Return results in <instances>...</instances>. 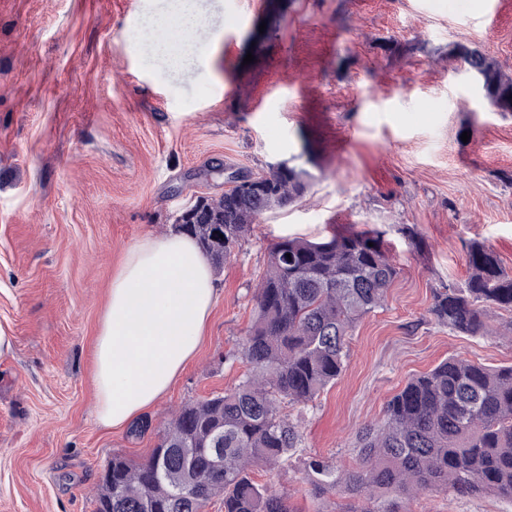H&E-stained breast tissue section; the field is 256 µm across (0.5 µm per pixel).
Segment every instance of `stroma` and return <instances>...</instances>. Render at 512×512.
I'll return each instance as SVG.
<instances>
[{
  "label": "stroma",
  "instance_id": "35a3bbf8",
  "mask_svg": "<svg viewBox=\"0 0 512 512\" xmlns=\"http://www.w3.org/2000/svg\"><path fill=\"white\" fill-rule=\"evenodd\" d=\"M219 41L174 69L143 51L168 0H0V512H95L114 454L147 458L183 405L232 389L231 359L283 238L383 231L400 269L360 320L345 367L309 405L281 411L301 434L252 477L299 512H345L313 495L305 464L355 465L357 431L413 375L451 355L512 365V314L465 336L429 312L484 243L512 271V116L471 94L455 44L512 74V0H198ZM253 62H246V55ZM469 140H462V133ZM286 162L308 192L264 214L214 280L218 300L194 360L145 415L106 429L94 413L93 343L112 272L142 235L221 196L225 168ZM415 512H512L492 493L438 490Z\"/></svg>",
  "mask_w": 512,
  "mask_h": 512
}]
</instances>
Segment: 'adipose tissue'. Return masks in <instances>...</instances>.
Returning <instances> with one entry per match:
<instances>
[{"label": "adipose tissue", "instance_id": "obj_1", "mask_svg": "<svg viewBox=\"0 0 512 512\" xmlns=\"http://www.w3.org/2000/svg\"><path fill=\"white\" fill-rule=\"evenodd\" d=\"M179 42L153 30L149 51L178 65L217 40L195 0H172ZM216 304L211 269L196 240L172 230L146 233L109 284L94 348L95 416L106 428L144 417L194 358Z\"/></svg>", "mask_w": 512, "mask_h": 512}]
</instances>
